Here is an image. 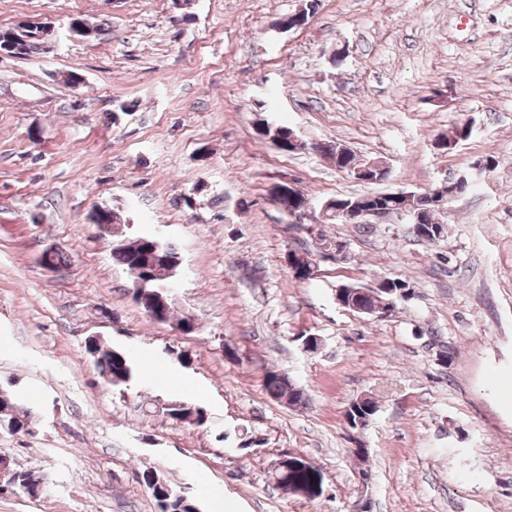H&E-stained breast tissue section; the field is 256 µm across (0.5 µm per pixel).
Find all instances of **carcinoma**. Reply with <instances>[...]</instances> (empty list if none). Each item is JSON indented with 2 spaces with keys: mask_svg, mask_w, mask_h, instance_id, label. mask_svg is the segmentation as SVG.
Here are the masks:
<instances>
[{
  "mask_svg": "<svg viewBox=\"0 0 512 512\" xmlns=\"http://www.w3.org/2000/svg\"><path fill=\"white\" fill-rule=\"evenodd\" d=\"M19 40V57H27L33 53L48 50L46 39L39 31L30 28L24 31H12V29H0V51L8 49ZM258 138L270 140L283 152L288 151V136L292 129L284 125L266 123L256 129ZM336 165L343 170L356 166L355 154L346 146L338 143L336 148L327 152ZM112 260L117 265L130 271L135 279L145 283L143 288L132 289V298L156 321L162 322L168 319L170 311L162 305V297L166 293L160 290L162 286H171L173 279L180 267L181 256L175 245L170 241H163L154 235L143 234L128 242L124 239L118 241L112 247ZM346 299L363 314L377 309L380 297L373 293L355 289V295H346ZM85 349L93 359L96 371L102 382L115 389H122L135 381L140 374L135 361L125 349L118 346H110L97 337H87ZM264 386L273 398L289 399L295 404L303 401V392L282 373L269 369L265 372ZM170 420L195 427L207 424L205 410L197 404L180 399L167 401ZM33 409L19 402L11 391L0 387V425L7 427L12 422H17L16 431L27 433L32 424ZM316 472V468L310 464L301 466L286 473L274 475L276 484L285 490H290L295 485L306 484L311 480L310 474ZM142 482L147 487L155 500L159 512H199V505L194 497L187 494L182 488L174 486L165 475L153 466L145 468L141 472ZM3 482L8 484L10 491L21 492L30 497L41 496L47 489V483L41 476H37L30 470L20 466H14L4 474Z\"/></svg>",
  "mask_w": 512,
  "mask_h": 512,
  "instance_id": "1",
  "label": "carcinoma"
}]
</instances>
